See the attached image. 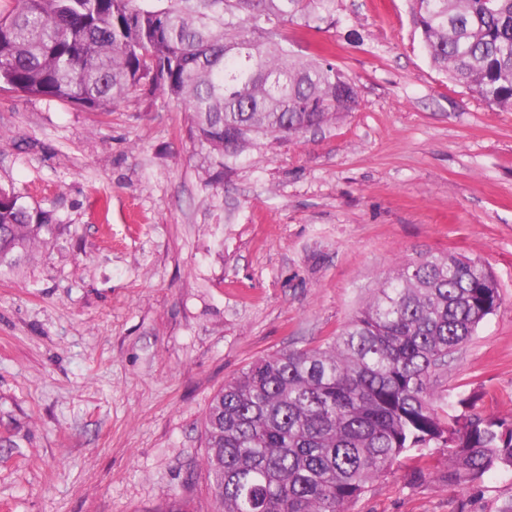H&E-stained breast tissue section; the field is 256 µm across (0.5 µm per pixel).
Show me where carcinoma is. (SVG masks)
I'll return each mask as SVG.
<instances>
[{"mask_svg":"<svg viewBox=\"0 0 512 512\" xmlns=\"http://www.w3.org/2000/svg\"><path fill=\"white\" fill-rule=\"evenodd\" d=\"M333 0H11L0 9V85L105 111L148 88L180 101L208 183L264 137L351 111L355 85L298 58L286 23L321 29ZM432 64L512 110V0H411ZM50 211L0 188V271L54 233ZM478 259L437 254L381 276L337 334L260 357L225 382L205 417L215 512H351L391 463L450 449L448 481L512 473V416L441 408L436 373L496 312Z\"/></svg>","mask_w":512,"mask_h":512,"instance_id":"cac0c4a2","label":"carcinoma"}]
</instances>
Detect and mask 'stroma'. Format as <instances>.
<instances>
[{
  "mask_svg": "<svg viewBox=\"0 0 512 512\" xmlns=\"http://www.w3.org/2000/svg\"><path fill=\"white\" fill-rule=\"evenodd\" d=\"M357 88L347 115L261 140L223 182L176 100L99 112L0 88V186L57 228L0 274V512H213L203 420L245 365L340 331L402 261L482 260L501 304L451 356L449 412L512 414V111L431 64L409 0H335L288 27ZM400 457L353 512H504L512 476L448 484Z\"/></svg>",
  "mask_w": 512,
  "mask_h": 512,
  "instance_id": "1",
  "label": "stroma"
}]
</instances>
